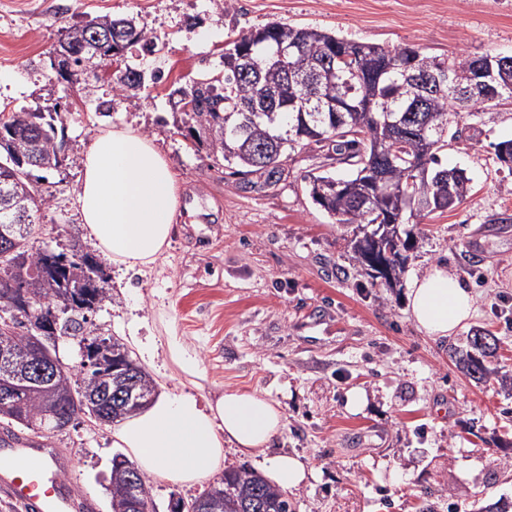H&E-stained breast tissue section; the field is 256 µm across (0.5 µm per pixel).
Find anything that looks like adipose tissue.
Instances as JSON below:
<instances>
[{"mask_svg":"<svg viewBox=\"0 0 512 512\" xmlns=\"http://www.w3.org/2000/svg\"><path fill=\"white\" fill-rule=\"evenodd\" d=\"M78 204L93 245L114 264L139 270L155 263L168 243L177 179L152 139L108 128L86 145ZM406 300L412 319L430 336H451L475 311L469 289L443 263L414 278ZM283 426L277 402L254 392L205 396L165 388L123 421L116 445L130 449L149 476L183 485L219 473L229 446L260 458L264 476L286 492L298 488L307 471L295 457L270 454Z\"/></svg>","mask_w":512,"mask_h":512,"instance_id":"adipose-tissue-1","label":"adipose tissue"}]
</instances>
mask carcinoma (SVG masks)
Wrapping results in <instances>:
<instances>
[{"label":"carcinoma","instance_id":"1","mask_svg":"<svg viewBox=\"0 0 512 512\" xmlns=\"http://www.w3.org/2000/svg\"><path fill=\"white\" fill-rule=\"evenodd\" d=\"M122 30L110 42L95 46L92 32ZM61 38L70 44L87 45L77 59L80 68L89 63L111 64L124 60L132 50H147L157 38L140 28L132 18L100 15L81 26L66 28ZM229 50L245 48L247 69L224 56V83L200 82V106L186 113L185 127L198 134L199 146L219 153L243 176L264 169L281 168L297 148L313 145L334 150L337 159L354 167L352 176L338 179L329 173L308 175V190L325 184V197L317 204L338 224H355L365 232L380 228L377 208L388 197L406 187L407 171L418 167L426 173L417 182L416 203L402 213H389V220L408 224L415 217L453 208L471 189L466 171L441 166L438 153L447 146L443 131L448 113L473 120L483 104L464 103L448 93L427 95L421 116L431 149L423 154L418 145L397 137L396 122L412 113L416 98L424 89L414 83L407 66L415 62L418 71L438 76L452 73L466 83L481 70L486 56L477 53L455 58L429 57L405 45L384 47L357 42L333 31L315 27L271 22L241 34L228 43ZM287 50V64L280 54ZM59 112L48 105L21 108L0 120V187L15 195L26 194L33 183L43 180L37 171L62 165L59 158L65 142L64 126L56 124ZM343 183L333 189L336 182ZM49 205L40 193L29 204L25 233L14 232L17 252L28 259L24 287H15L17 274L0 261V300L18 309L21 320L12 341L18 360L14 371L25 369L28 322L36 316L48 319L60 314L59 325L75 336H89L96 311L108 298L104 273L97 256L75 243L67 251L49 252L34 246L37 213ZM355 262L369 272L372 284L379 276L371 264V244L350 241ZM471 350L457 360L460 368L477 380L492 378L490 359L498 340L487 333L470 337ZM106 353L86 345L87 370L67 366L49 389H29L7 405L0 404V419L18 428L51 425L44 415L46 397L62 401L61 413L68 421L83 412V398L112 390V408H100L104 423H114L144 408L154 393L153 380L130 356L118 339L105 347ZM112 512H132V505H152L150 492L139 469L120 454L112 458L110 478ZM208 512H290L288 499L280 490L252 470L224 472L217 486L203 492Z\"/></svg>","mask_w":512,"mask_h":512}]
</instances>
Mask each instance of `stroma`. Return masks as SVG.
I'll list each match as a JSON object with an SVG mask.
<instances>
[{"instance_id": "stroma-1", "label": "stroma", "mask_w": 512, "mask_h": 512, "mask_svg": "<svg viewBox=\"0 0 512 512\" xmlns=\"http://www.w3.org/2000/svg\"><path fill=\"white\" fill-rule=\"evenodd\" d=\"M129 16L156 36L160 56L137 52L131 66L160 71L138 94L114 88L100 67L95 92L57 80L50 53L63 28L99 16ZM199 19L189 28L185 20ZM331 30L428 56L512 54V0H0V113L57 106L66 127L63 165L41 184L38 243L68 249L85 231L77 194L85 144L118 127L155 139L181 185L170 244L140 274L103 261L108 298L91 320L98 334L129 343L166 337L198 354L201 394L227 388L270 395L284 427L272 453L312 471L289 491L292 512H485L512 503V390L478 384L452 348L481 330L496 336L494 364L512 377V170L495 146L512 139V100L486 104L477 128L448 118L442 165L472 177L466 198L414 228L406 279L445 263L475 297L476 312L449 337L420 332L406 312L405 286L371 285L351 258L354 225L336 223L309 197L304 178L349 165L295 151L283 178L254 187L222 155L178 136L184 115L174 91L224 75V44L271 22ZM111 101L109 115L96 110ZM367 405L350 412L347 395ZM68 465L66 479L112 512V429L79 419L44 435Z\"/></svg>"}]
</instances>
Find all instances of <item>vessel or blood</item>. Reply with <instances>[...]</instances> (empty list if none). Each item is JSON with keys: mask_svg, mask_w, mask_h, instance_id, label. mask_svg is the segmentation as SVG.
I'll list each match as a JSON object with an SVG mask.
<instances>
[{"mask_svg": "<svg viewBox=\"0 0 512 512\" xmlns=\"http://www.w3.org/2000/svg\"><path fill=\"white\" fill-rule=\"evenodd\" d=\"M54 451L19 435L0 443V492L23 512H96V503L76 497L61 478Z\"/></svg>", "mask_w": 512, "mask_h": 512, "instance_id": "vessel-or-blood-1", "label": "vessel or blood"}]
</instances>
